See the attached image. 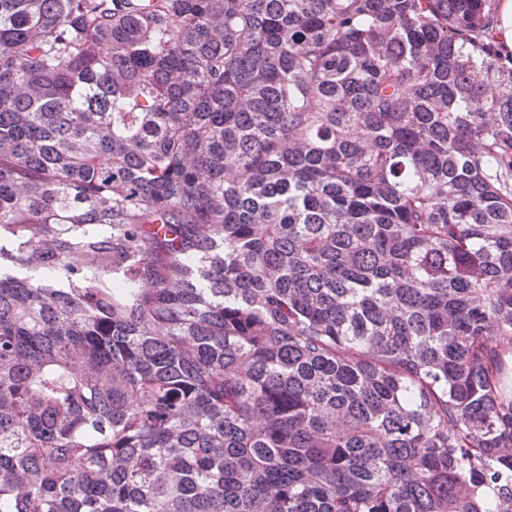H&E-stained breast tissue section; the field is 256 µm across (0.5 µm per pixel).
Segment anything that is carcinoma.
I'll return each instance as SVG.
<instances>
[{"mask_svg":"<svg viewBox=\"0 0 512 512\" xmlns=\"http://www.w3.org/2000/svg\"><path fill=\"white\" fill-rule=\"evenodd\" d=\"M499 0H0V512H512Z\"/></svg>","mask_w":512,"mask_h":512,"instance_id":"carcinoma-1","label":"carcinoma"}]
</instances>
